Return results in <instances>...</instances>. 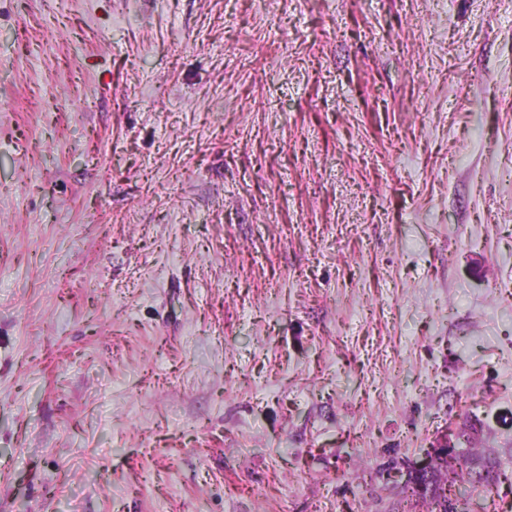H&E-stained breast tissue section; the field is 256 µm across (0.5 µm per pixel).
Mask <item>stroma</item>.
Instances as JSON below:
<instances>
[{
	"label": "stroma",
	"instance_id": "35a3bbf8",
	"mask_svg": "<svg viewBox=\"0 0 512 512\" xmlns=\"http://www.w3.org/2000/svg\"><path fill=\"white\" fill-rule=\"evenodd\" d=\"M512 512V0H0V512ZM456 478L448 485V478L442 476V469L448 468V454H435L421 469L409 473L408 483L415 486L416 494L426 512H467L460 507L463 496L460 486L488 487L497 484L501 475V462L490 453L475 454L471 459L463 458ZM459 483V484H457ZM457 484V489L455 485Z\"/></svg>",
	"mask_w": 512,
	"mask_h": 512
}]
</instances>
